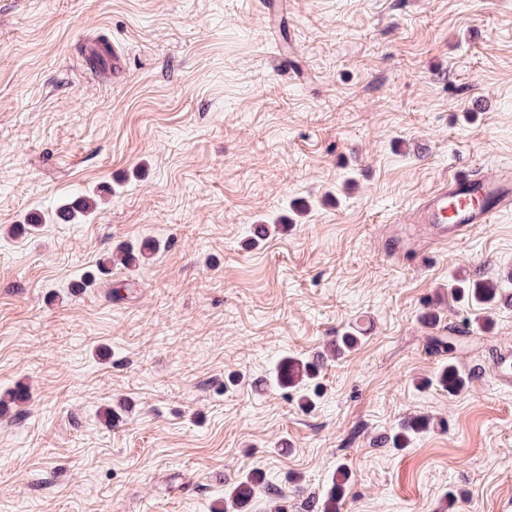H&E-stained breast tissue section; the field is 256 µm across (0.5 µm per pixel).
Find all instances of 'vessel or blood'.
I'll use <instances>...</instances> for the list:
<instances>
[{"label": "vessel or blood", "instance_id": "obj_1", "mask_svg": "<svg viewBox=\"0 0 512 512\" xmlns=\"http://www.w3.org/2000/svg\"><path fill=\"white\" fill-rule=\"evenodd\" d=\"M512 208V170L466 174L438 184L412 212V223L428 225L434 240L462 239L471 229L491 223ZM495 383L512 386V349L498 352L492 367Z\"/></svg>", "mask_w": 512, "mask_h": 512}]
</instances>
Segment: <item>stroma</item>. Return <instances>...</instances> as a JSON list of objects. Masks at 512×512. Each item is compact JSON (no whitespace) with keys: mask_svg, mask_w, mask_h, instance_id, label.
I'll list each match as a JSON object with an SVG mask.
<instances>
[{"mask_svg":"<svg viewBox=\"0 0 512 512\" xmlns=\"http://www.w3.org/2000/svg\"><path fill=\"white\" fill-rule=\"evenodd\" d=\"M288 2L300 76L272 66L254 0H0V389L31 393L0 412V512H212L255 470L319 512L340 463L341 512H512V391L491 373L512 307L481 321L448 298L455 275L512 291V211L385 251L454 171L512 167V0ZM93 43L123 77L92 75ZM81 194L97 208L53 222ZM148 237L143 267L79 287ZM352 329L311 410L255 390ZM448 361L461 392L419 388ZM412 416L427 431L395 449ZM157 250V244L151 239L141 242L138 247H120L116 252L112 251L111 255L100 258L97 262L95 271L87 272L83 277V284H89L95 279L97 272L110 270L107 266H112L113 262H118L127 267H136L140 263H144Z\"/></svg>","mask_w":512,"mask_h":512,"instance_id":"obj_1","label":"stroma"}]
</instances>
